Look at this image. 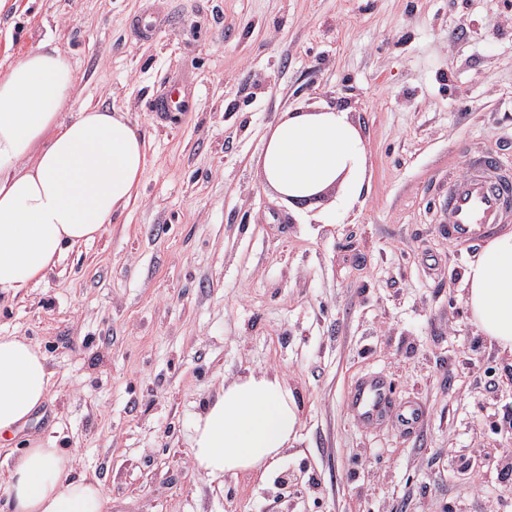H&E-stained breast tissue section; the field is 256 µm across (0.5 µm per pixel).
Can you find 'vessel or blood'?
I'll use <instances>...</instances> for the list:
<instances>
[{
  "mask_svg": "<svg viewBox=\"0 0 512 512\" xmlns=\"http://www.w3.org/2000/svg\"><path fill=\"white\" fill-rule=\"evenodd\" d=\"M474 165V171L448 182L447 234L450 241L462 247L475 245L512 215V194L506 189L512 172L501 168L492 156L480 157ZM348 408L365 426L391 422L411 432L423 420V410L416 402L393 404L391 385L382 376L360 382L349 397Z\"/></svg>",
  "mask_w": 512,
  "mask_h": 512,
  "instance_id": "obj_1",
  "label": "vessel or blood"
}]
</instances>
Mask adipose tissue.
<instances>
[{"instance_id":"1","label":"adipose tissue","mask_w":512,"mask_h":512,"mask_svg":"<svg viewBox=\"0 0 512 512\" xmlns=\"http://www.w3.org/2000/svg\"><path fill=\"white\" fill-rule=\"evenodd\" d=\"M264 184L283 200L304 199L351 173L360 195L366 153L347 112L282 113L260 157ZM147 167L143 138L126 112L79 103L71 58L50 43L0 71V296L42 281L62 252L101 235L136 197ZM473 325L512 352V233L487 241L465 273ZM47 359L23 336H0V445L45 402ZM299 409L276 375L224 385L192 420L198 472L265 475L296 439ZM9 512H105L102 484L74 476L73 460L31 443L5 479Z\"/></svg>"}]
</instances>
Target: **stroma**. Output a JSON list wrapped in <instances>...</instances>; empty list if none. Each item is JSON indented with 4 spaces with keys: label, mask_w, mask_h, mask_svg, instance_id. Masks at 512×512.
I'll return each mask as SVG.
<instances>
[{
    "label": "stroma",
    "mask_w": 512,
    "mask_h": 512,
    "mask_svg": "<svg viewBox=\"0 0 512 512\" xmlns=\"http://www.w3.org/2000/svg\"><path fill=\"white\" fill-rule=\"evenodd\" d=\"M42 42L85 104L127 112L148 164L100 236L0 302V335L51 372L0 473L37 439L107 512H512V353L470 322L476 252L446 235L470 154L512 170V0H0V70ZM174 89L191 111L156 110ZM323 108L359 130L366 187L285 202L264 139ZM252 372L293 390L298 438L266 478L208 479L190 422ZM372 373L422 407L415 433L351 415Z\"/></svg>",
    "instance_id": "1"
}]
</instances>
